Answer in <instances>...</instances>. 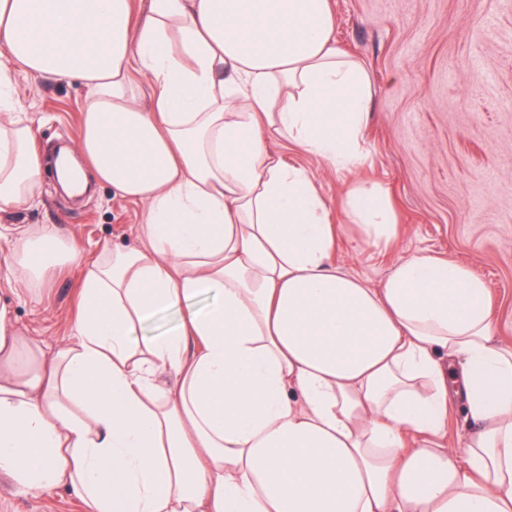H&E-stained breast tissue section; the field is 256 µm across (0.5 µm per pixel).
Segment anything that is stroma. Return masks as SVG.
Listing matches in <instances>:
<instances>
[{
    "instance_id": "1",
    "label": "stroma",
    "mask_w": 512,
    "mask_h": 512,
    "mask_svg": "<svg viewBox=\"0 0 512 512\" xmlns=\"http://www.w3.org/2000/svg\"><path fill=\"white\" fill-rule=\"evenodd\" d=\"M336 43L364 65L373 93L364 159L352 172L273 148L305 167L338 228V270L380 286L400 262L420 254L454 260L491 291L493 334L512 346V0H331ZM15 94L53 158L78 138L87 88L18 72ZM357 183L389 192L397 218L389 247L364 243L343 205ZM144 206L105 184L75 199L46 172L35 203L0 215V225L56 224L87 256L131 246ZM78 275L59 271L34 291L0 281V306L23 335L51 347L69 339ZM0 512H83L67 489L32 497L0 476Z\"/></svg>"
}]
</instances>
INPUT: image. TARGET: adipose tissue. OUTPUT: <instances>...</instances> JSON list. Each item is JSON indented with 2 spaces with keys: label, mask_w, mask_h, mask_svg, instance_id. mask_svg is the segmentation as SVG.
I'll list each match as a JSON object with an SVG mask.
<instances>
[{
  "label": "adipose tissue",
  "mask_w": 512,
  "mask_h": 512,
  "mask_svg": "<svg viewBox=\"0 0 512 512\" xmlns=\"http://www.w3.org/2000/svg\"><path fill=\"white\" fill-rule=\"evenodd\" d=\"M0 47V211L42 183L18 69L84 82L75 148L145 206L130 247L90 259L39 224L0 252L26 290L59 268L82 283L52 354L0 308V474L86 512H512V349L485 282L428 254L378 288L340 272L311 175L267 146L362 163L371 85L330 0H150L139 20L132 0H0ZM345 214L392 242L384 188L353 186ZM452 384L460 452L441 442Z\"/></svg>",
  "instance_id": "obj_1"
}]
</instances>
